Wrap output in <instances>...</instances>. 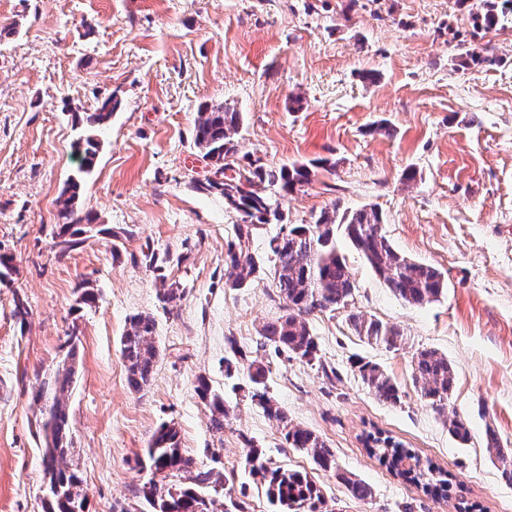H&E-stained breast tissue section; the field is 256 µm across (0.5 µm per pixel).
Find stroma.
Returning a JSON list of instances; mask_svg holds the SVG:
<instances>
[{
  "label": "stroma",
  "instance_id": "obj_1",
  "mask_svg": "<svg viewBox=\"0 0 512 512\" xmlns=\"http://www.w3.org/2000/svg\"><path fill=\"white\" fill-rule=\"evenodd\" d=\"M481 0H0V254L14 269L0 282V512H45L44 440L33 399L79 329L69 398L70 452L86 512H144L132 486L161 423L175 422L197 468L233 477L248 512H272L245 468L246 443L275 466L309 472L331 512H512V483L497 450H512V24L484 31ZM485 55L466 66V51ZM379 78L363 80L366 71ZM119 106L103 135L79 211L97 226L76 250L53 246L57 201L77 173L76 112L108 95ZM243 114L239 154L270 166L328 158L303 191L288 195V223L323 209L375 207L405 256L437 267L448 288L438 301L397 299L350 246L351 310L310 316L318 361L264 342L283 313L271 276L231 288L224 251L238 216L219 191L192 181L211 175L194 144L202 104ZM390 135L376 133L378 125ZM416 177L405 181L406 169ZM170 255L168 282L184 290L163 309L145 256ZM97 300L77 306L81 284ZM30 316L13 315V295ZM396 326L399 349L354 332L349 311ZM155 319L160 359L144 390L129 388L121 338L130 316ZM243 355L226 378L224 360ZM422 350L447 357L454 384L437 413L412 383ZM262 361L270 396L291 421L336 451L338 466L372 495L351 497L333 474L285 444L275 421L246 395L245 368ZM377 364L400 386V405L379 403L354 363ZM235 409L223 434L209 427L198 376ZM469 424L460 443L448 425ZM383 430L453 477L436 500L369 457L362 435ZM495 431L500 447L489 448Z\"/></svg>",
  "mask_w": 512,
  "mask_h": 512
}]
</instances>
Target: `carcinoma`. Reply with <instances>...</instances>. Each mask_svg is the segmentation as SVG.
Returning <instances> with one entry per match:
<instances>
[{"label": "carcinoma", "mask_w": 512, "mask_h": 512, "mask_svg": "<svg viewBox=\"0 0 512 512\" xmlns=\"http://www.w3.org/2000/svg\"><path fill=\"white\" fill-rule=\"evenodd\" d=\"M477 21L487 30L498 26L501 15L496 4L487 3ZM117 106L118 100L111 94L94 111L73 114L75 124L85 129V134L75 143L80 173L88 174L94 168L101 147L99 136ZM242 123V113L227 106L206 104L201 108L195 123L194 142L221 177L215 175L199 184V188L219 191L228 199L226 208L238 215L234 240L227 243L224 252L226 285L231 288L248 287L262 271L250 248L259 227L283 225L280 233L270 240L269 250L273 281L283 302L284 313L262 328L261 336L266 341L308 363L316 360L318 347L310 333L308 317L346 308L353 300L354 281L339 249L341 239L362 255L386 288L404 303L419 306L442 296L447 288L444 275L437 268L396 251L382 232L381 216L372 208L351 215H340L335 209L324 210L310 224H286L280 199L302 190L318 171L332 172L336 163L328 158H318L277 169L266 165L259 156L240 157L234 136ZM80 191V179L72 178L60 195L53 239L62 252L77 249L84 243L83 235L91 230L90 215L76 208ZM146 259L161 283L159 301L166 308L176 305L181 300L179 289L166 285L167 276L163 274L169 258L161 259L152 253ZM349 321L354 331L370 343L397 349L404 341L398 329L365 314L352 312ZM154 331V317L137 314L130 318L129 328L121 337L127 382L137 392L150 382L158 359ZM60 349L65 351L62 366L33 396L34 401L43 403L40 419V430L45 438L43 465L51 493L46 512H84L82 505L86 496L81 480L74 470L61 465L68 444V399L75 377L76 343L68 338ZM355 367L378 402L392 406L401 403L399 385L378 365L357 361ZM412 372L421 396L434 409L444 410L454 383L448 359L434 350L421 351L413 361ZM267 373L268 368L261 362L254 360L247 365L248 396L277 423L285 443L305 452L319 469L334 473L353 498L365 500L371 497L367 483L340 471L335 451L319 435L293 424L288 413L271 400ZM196 391L208 408L210 429L217 434L224 433V422L230 418L232 406L204 377L197 379ZM448 431L461 443L470 439L469 427L462 418L452 419ZM363 442L370 454L403 481L421 487L424 493L434 497L448 491L451 481L447 472L429 462L423 463L415 450L405 447L386 432L380 429L368 431L363 434ZM487 443L488 447L497 449L502 478L512 483V453L499 450V440L491 430L487 434ZM145 454L152 477L136 485L132 493L152 512H213L212 492L224 493V512H246V503L233 497V487L229 486L226 475L212 469H194L193 459L182 451L175 424L162 423L149 441ZM409 460L415 465L405 466ZM244 464L253 475L261 478L267 498L278 507V512H324V495L307 472L271 466L262 450L249 440L245 443ZM175 474L185 476L189 484L176 486L170 483L168 478Z\"/></svg>", "instance_id": "1"}]
</instances>
